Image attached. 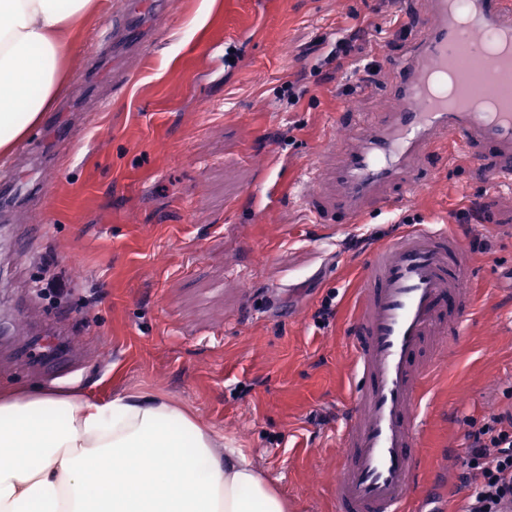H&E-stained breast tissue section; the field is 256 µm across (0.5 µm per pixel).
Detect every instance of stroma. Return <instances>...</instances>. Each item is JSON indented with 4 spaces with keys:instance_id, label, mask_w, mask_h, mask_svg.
<instances>
[{
    "instance_id": "stroma-1",
    "label": "stroma",
    "mask_w": 512,
    "mask_h": 512,
    "mask_svg": "<svg viewBox=\"0 0 512 512\" xmlns=\"http://www.w3.org/2000/svg\"><path fill=\"white\" fill-rule=\"evenodd\" d=\"M419 0H161L153 10L104 0L73 35L66 93L0 175V385L109 400L152 391L244 449L293 512H337L340 414L352 370L347 332L367 250L409 224L468 239L472 313L440 347L418 434L422 480L406 512H457L464 434L492 408L512 410V192L488 162L436 155L427 190L399 187L341 223L326 182L336 154L371 113L394 104L385 59L423 25ZM358 29L359 49L325 64L322 38ZM380 68L363 81V57ZM303 88L288 103L286 82ZM101 101L85 111L87 99ZM65 119L69 145L44 144ZM324 185L314 207L302 193ZM47 210L41 236L12 220ZM76 281L39 303L41 259ZM335 314L318 323L325 299ZM86 349L63 368L19 362L21 346Z\"/></svg>"
}]
</instances>
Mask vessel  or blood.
Instances as JSON below:
<instances>
[{
  "label": "vessel or blood",
  "mask_w": 512,
  "mask_h": 512,
  "mask_svg": "<svg viewBox=\"0 0 512 512\" xmlns=\"http://www.w3.org/2000/svg\"><path fill=\"white\" fill-rule=\"evenodd\" d=\"M425 15L393 66L395 107L336 165V210L347 221L387 185H400L406 200L424 192V164L444 139L492 158V182L512 188V0H426ZM481 48L483 91L449 100L439 81L469 80ZM469 275L466 242L444 227L410 225L371 251L350 327L354 386L333 480L338 512H404L422 476L417 431L430 352L469 317Z\"/></svg>",
  "instance_id": "1"
}]
</instances>
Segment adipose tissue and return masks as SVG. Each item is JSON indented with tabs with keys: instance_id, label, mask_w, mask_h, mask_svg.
Here are the masks:
<instances>
[{
	"instance_id": "adipose-tissue-1",
	"label": "adipose tissue",
	"mask_w": 512,
	"mask_h": 512,
	"mask_svg": "<svg viewBox=\"0 0 512 512\" xmlns=\"http://www.w3.org/2000/svg\"><path fill=\"white\" fill-rule=\"evenodd\" d=\"M100 0H0V157L65 93L72 33ZM0 512H288L240 448L154 393L106 403L0 391Z\"/></svg>"
}]
</instances>
